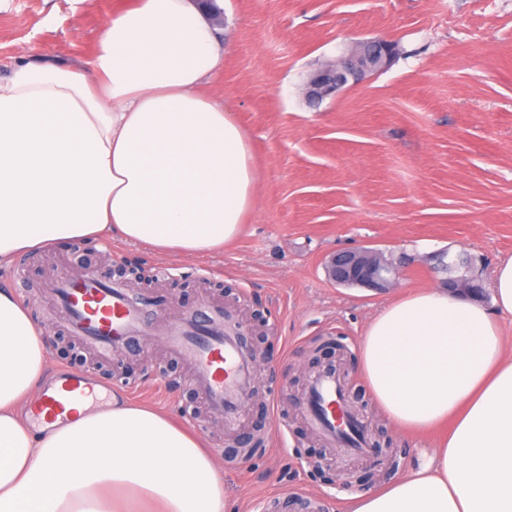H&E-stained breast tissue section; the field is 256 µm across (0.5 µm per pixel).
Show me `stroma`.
Segmentation results:
<instances>
[{
	"instance_id": "obj_1",
	"label": "stroma",
	"mask_w": 512,
	"mask_h": 512,
	"mask_svg": "<svg viewBox=\"0 0 512 512\" xmlns=\"http://www.w3.org/2000/svg\"><path fill=\"white\" fill-rule=\"evenodd\" d=\"M133 0H11L0 12V78L20 59L82 66L107 19ZM234 43L207 92L246 132L257 170L245 232L223 252L174 259L119 239L68 241L20 256L0 282L28 307L53 370L91 376L93 409L113 395L175 413L208 439L232 512H337L346 495L422 465L434 439L397 433L356 372L360 340L397 291L336 286L325 272L353 247L406 254L399 291L430 288L441 250L482 281L512 256V0H223ZM365 39L398 43L384 71L309 102L307 78ZM85 268L157 300L153 337L108 358L68 335L49 283ZM223 306L256 359L239 428L225 431L197 376L158 331L201 303ZM331 364L368 435L350 455L315 430L306 384Z\"/></svg>"
}]
</instances>
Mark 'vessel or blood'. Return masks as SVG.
<instances>
[{"instance_id": "1", "label": "vessel or blood", "mask_w": 512, "mask_h": 512, "mask_svg": "<svg viewBox=\"0 0 512 512\" xmlns=\"http://www.w3.org/2000/svg\"><path fill=\"white\" fill-rule=\"evenodd\" d=\"M54 288L70 332L103 352H128L147 333L144 313L154 305L151 293L130 297L121 285L90 271L76 277L62 275ZM162 341L195 367L198 388L211 414L225 425H233L239 405L250 390L254 359L244 351L235 331L225 327L223 311L202 304L168 324ZM89 393L86 375L70 376L61 393L50 397V408L63 412L65 402ZM307 406L313 423L328 439L349 452H365L367 443L361 424L347 406V390L335 369L315 374L308 389Z\"/></svg>"}]
</instances>
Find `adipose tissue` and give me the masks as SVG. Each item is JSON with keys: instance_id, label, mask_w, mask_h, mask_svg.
Instances as JSON below:
<instances>
[{"instance_id": "adipose-tissue-1", "label": "adipose tissue", "mask_w": 512, "mask_h": 512, "mask_svg": "<svg viewBox=\"0 0 512 512\" xmlns=\"http://www.w3.org/2000/svg\"><path fill=\"white\" fill-rule=\"evenodd\" d=\"M231 35L198 0H134L80 68L22 61L0 79V266L64 241L116 234L193 257L240 238L254 202L249 139L206 81ZM491 304L433 287L401 294L367 326L357 370L428 461L346 497L344 512H512V257ZM42 333L0 286V512H226L197 434L127 399L43 415Z\"/></svg>"}]
</instances>
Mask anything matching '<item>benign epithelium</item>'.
Returning a JSON list of instances; mask_svg holds the SVG:
<instances>
[{
  "instance_id": "obj_1",
  "label": "benign epithelium",
  "mask_w": 512,
  "mask_h": 512,
  "mask_svg": "<svg viewBox=\"0 0 512 512\" xmlns=\"http://www.w3.org/2000/svg\"><path fill=\"white\" fill-rule=\"evenodd\" d=\"M397 54L396 46L390 41H363L348 57L329 62L313 73L304 87V95L311 101H321L351 81L358 83L370 74L387 69ZM410 262L404 255L387 256L380 249L357 247L332 255L326 271L330 281L338 286L382 293L399 282Z\"/></svg>"
}]
</instances>
